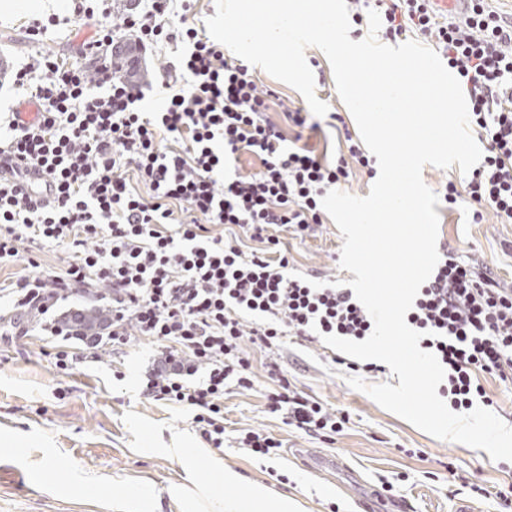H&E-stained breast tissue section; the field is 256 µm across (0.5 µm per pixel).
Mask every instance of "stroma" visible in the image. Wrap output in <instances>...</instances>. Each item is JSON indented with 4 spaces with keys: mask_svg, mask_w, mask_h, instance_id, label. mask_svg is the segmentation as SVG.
Wrapping results in <instances>:
<instances>
[{
    "mask_svg": "<svg viewBox=\"0 0 512 512\" xmlns=\"http://www.w3.org/2000/svg\"><path fill=\"white\" fill-rule=\"evenodd\" d=\"M52 14L61 24L30 38L32 19ZM71 14L60 0H29L22 12L0 8V67L11 70L39 52L76 60L93 28H75L67 21ZM305 57L329 113L320 117V131L300 134L285 126L284 132L332 157L339 143L330 113L342 117L351 135L359 130L324 53L310 47ZM470 209L465 196L452 209L436 205L439 244L488 263L512 282V223L488 210L475 224ZM279 237L289 273L317 274L341 287L351 279L340 266L343 238L332 219L316 235L283 231ZM242 348L254 385L225 390L224 446L217 449L206 446L182 407L140 395L139 378L156 353L150 341L137 337L122 349H103L100 362L76 364L64 375L55 366L56 341L34 331L0 338V512H127L131 498L145 512H181L182 489L233 493L224 469L190 465L185 448L204 450L244 480L298 501L301 512H360V500L374 488L383 495L377 512H392L396 501L402 512H455L464 503L476 512H512V462L439 440L383 409L348 385L349 368L324 343L287 344L279 361L298 390L345 415L343 430L331 438L308 436L269 413L265 394L274 382L267 355L247 341ZM248 428L280 439L281 456L261 460L238 447L239 430ZM51 470L59 474L53 483L45 480Z\"/></svg>",
    "mask_w": 512,
    "mask_h": 512,
    "instance_id": "1",
    "label": "stroma"
}]
</instances>
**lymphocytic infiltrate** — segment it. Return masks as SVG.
Returning a JSON list of instances; mask_svg holds the SVG:
<instances>
[{
	"instance_id": "lymphocytic-infiltrate-1",
	"label": "lymphocytic infiltrate",
	"mask_w": 512,
	"mask_h": 512,
	"mask_svg": "<svg viewBox=\"0 0 512 512\" xmlns=\"http://www.w3.org/2000/svg\"><path fill=\"white\" fill-rule=\"evenodd\" d=\"M431 2L351 0L352 20L361 24L373 3L386 39L415 29L435 42L486 143L466 180L472 221L489 209L511 224L512 21L470 0L463 20L442 24ZM191 11L192 0H147L120 19L109 0L95 14L74 9L75 26H95L79 58L42 54L12 72L36 116L14 109L0 117V269L23 264L28 272L1 288L0 300L59 341L62 372L99 361L102 347L151 340L157 353L142 395L186 408L200 438L219 449L225 388L253 386L242 339L269 350L289 336L312 344L372 333L351 289L289 274L276 234L322 224L326 191L347 181L350 163L366 168L371 159L350 136L331 162L288 146L266 116L270 92L190 22ZM130 35L139 51L180 47L160 74L161 111L143 108L156 85L114 69L109 49ZM243 153L261 171L219 181L227 159ZM226 224L240 236L225 238ZM248 240L255 249L245 250ZM48 245L67 249L63 270L42 267ZM406 322L443 366L441 393L453 410L490 404L480 375L512 381V287L489 267L443 254ZM266 368L278 381L265 396L269 412L311 436L338 433L334 411L298 391L276 360Z\"/></svg>"
}]
</instances>
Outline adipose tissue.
<instances>
[{
  "label": "adipose tissue",
  "mask_w": 512,
  "mask_h": 512,
  "mask_svg": "<svg viewBox=\"0 0 512 512\" xmlns=\"http://www.w3.org/2000/svg\"><path fill=\"white\" fill-rule=\"evenodd\" d=\"M224 481L236 485V493L223 495L208 488L185 491L181 497L183 512H295L297 508L296 503L285 497L243 483L233 470H225Z\"/></svg>",
  "instance_id": "1"
}]
</instances>
